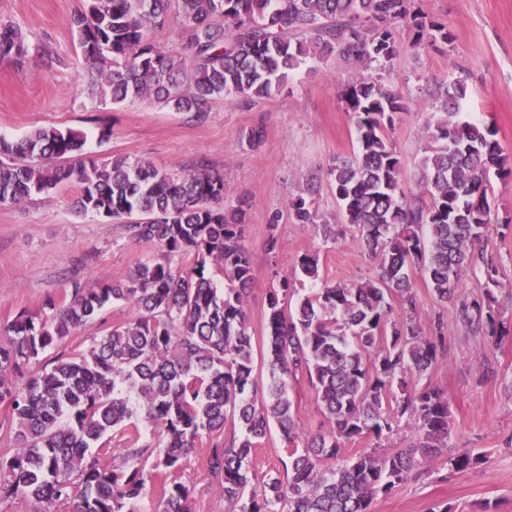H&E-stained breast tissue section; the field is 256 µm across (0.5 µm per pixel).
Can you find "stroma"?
Here are the masks:
<instances>
[{"mask_svg":"<svg viewBox=\"0 0 512 512\" xmlns=\"http://www.w3.org/2000/svg\"><path fill=\"white\" fill-rule=\"evenodd\" d=\"M423 10L447 25L451 46L408 50L393 60L390 75L401 89L404 110L392 140L401 161L402 180L416 189L430 116L429 94L458 78L467 85L465 119L489 125L505 154L512 157V0H420ZM82 0H0V24L26 29L31 48L22 64L0 60V135L19 138L37 127L82 131L86 152L103 160L123 155L167 172L207 165L224 177V205L246 210L245 244L254 283L248 314L255 336L264 334L267 291L276 275L296 284L303 255H318L316 287L362 281L376 274L355 228L341 223L329 170L356 151L355 120L345 101L347 85L362 70L342 55L321 63L306 60L289 72L278 93L253 101L229 95L215 101L205 119L173 112L152 98L120 105L102 104L89 87L71 18ZM49 45L59 61L48 64L39 51ZM112 135L99 140L98 128ZM263 127L258 147L248 132ZM322 219L336 229L335 240L295 223L289 200L307 188ZM73 189L36 195L0 206V324L22 312L40 314L48 299H60L73 282L91 285L125 279L140 261L154 259L153 243L135 241L119 221L77 214ZM277 220L281 248L266 252L267 226ZM485 249L499 269L494 307L512 327V232L491 233ZM418 313L408 317L400 296H392L390 317L412 319L428 330L442 314L448 353L422 377L409 376L410 389L432 386L448 397V443L482 451L485 464L449 473L438 459L415 470L414 477L377 498L372 512H512V335L492 346L470 335L455 304L437 303L418 266H411ZM300 431L313 435L328 426L307 382L291 392ZM207 447L189 455L186 479L194 487L193 512H225L224 491L207 469Z\"/></svg>","mask_w":512,"mask_h":512,"instance_id":"35a3bbf8","label":"stroma"}]
</instances>
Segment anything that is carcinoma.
Here are the masks:
<instances>
[{"label": "carcinoma", "mask_w": 512, "mask_h": 512, "mask_svg": "<svg viewBox=\"0 0 512 512\" xmlns=\"http://www.w3.org/2000/svg\"><path fill=\"white\" fill-rule=\"evenodd\" d=\"M190 57L151 41L170 2ZM83 57L94 65L92 92L122 103L155 97L176 112L206 117L215 97L267 98L287 72L308 58L339 52L369 73L346 88L355 118L357 153L330 170L344 224L355 227L377 274L336 283L291 305L288 279L266 297L264 357L270 378L255 369L248 299L254 282L245 245V212L226 210L224 177L206 169L163 173L121 155L87 159L85 135L37 127L19 140L0 135V205L73 184L80 214L126 222L134 240L159 254L137 263L123 281L74 282L49 315L20 313L0 326V402L11 406L18 452L0 457V497L21 495L57 512H191L194 488L185 479L191 450L209 448V474L224 490L228 512H370L379 495L413 477L422 462L444 455L449 469L486 461L481 452L448 448V398L436 387L408 391L406 376L427 374L447 353L441 315L424 334L412 321L389 317L396 293L416 313L408 267L420 265L437 300L453 301L467 330L495 337L501 323L486 298L462 295V283L483 268L486 286L498 270L484 257L490 229V173L512 175L495 132L459 118L466 85L454 80L431 99L421 160L423 206H412L401 161L389 138L404 110L399 88L384 75L405 45H451L448 27L417 0H84L72 17ZM408 42H402L400 31ZM24 32L0 25V58L20 62ZM298 224L323 234L311 200L288 204ZM278 219L268 224L266 251H279ZM192 259L188 265L180 260ZM304 277H319V257L304 255ZM224 277L217 288L214 272ZM132 308L85 353L60 350L80 328L111 306ZM56 354L38 371L31 364ZM304 378L329 428L300 434L290 396ZM414 434L391 453L345 456L346 445L389 434L396 418ZM277 426L286 445L282 470L251 485L253 453ZM129 445L109 455L105 437ZM329 460L337 462L327 467ZM164 485L158 508L148 483Z\"/></svg>", "instance_id": "cac0c4a2"}]
</instances>
